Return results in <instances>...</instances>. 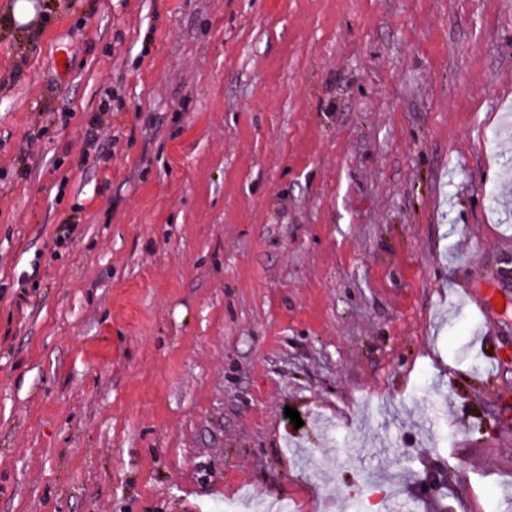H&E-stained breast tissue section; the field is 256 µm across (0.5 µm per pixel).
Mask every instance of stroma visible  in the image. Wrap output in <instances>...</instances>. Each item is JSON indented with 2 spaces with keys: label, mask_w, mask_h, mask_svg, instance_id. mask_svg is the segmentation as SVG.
Instances as JSON below:
<instances>
[{
  "label": "stroma",
  "mask_w": 512,
  "mask_h": 512,
  "mask_svg": "<svg viewBox=\"0 0 512 512\" xmlns=\"http://www.w3.org/2000/svg\"><path fill=\"white\" fill-rule=\"evenodd\" d=\"M17 2L0 512H512V0Z\"/></svg>",
  "instance_id": "1"
}]
</instances>
